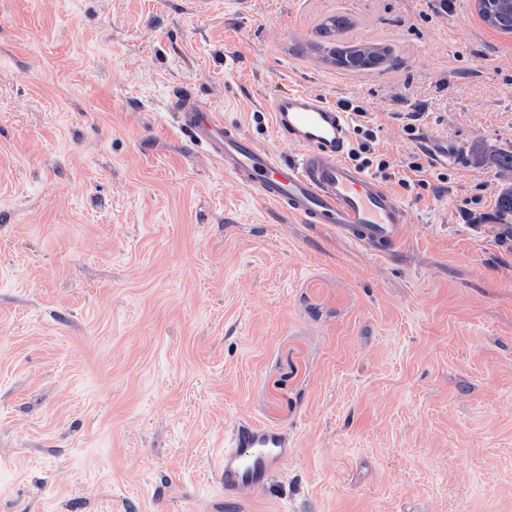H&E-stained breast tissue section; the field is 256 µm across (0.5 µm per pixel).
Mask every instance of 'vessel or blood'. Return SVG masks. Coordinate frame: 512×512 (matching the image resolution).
Listing matches in <instances>:
<instances>
[{"instance_id": "1", "label": "vessel or blood", "mask_w": 512, "mask_h": 512, "mask_svg": "<svg viewBox=\"0 0 512 512\" xmlns=\"http://www.w3.org/2000/svg\"><path fill=\"white\" fill-rule=\"evenodd\" d=\"M188 137L204 145L225 174L303 224H323L375 255L403 244L410 212L396 194L346 159L352 141L347 112L324 96L291 91L273 98L274 129L295 153L284 159L257 143L221 112L203 103L193 87L172 97ZM224 493L261 492L295 455L287 431L258 423L224 433Z\"/></svg>"}]
</instances>
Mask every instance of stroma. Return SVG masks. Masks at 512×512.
Returning a JSON list of instances; mask_svg holds the SVG:
<instances>
[{"label": "stroma", "mask_w": 512, "mask_h": 512, "mask_svg": "<svg viewBox=\"0 0 512 512\" xmlns=\"http://www.w3.org/2000/svg\"><path fill=\"white\" fill-rule=\"evenodd\" d=\"M336 14L383 66L323 58ZM186 85L280 156L277 93L361 102L403 249L237 185L169 112ZM430 140L458 157L421 185L402 162ZM491 146L512 151V34L472 0H0V512H512ZM242 421L298 452L228 497Z\"/></svg>", "instance_id": "1"}]
</instances>
